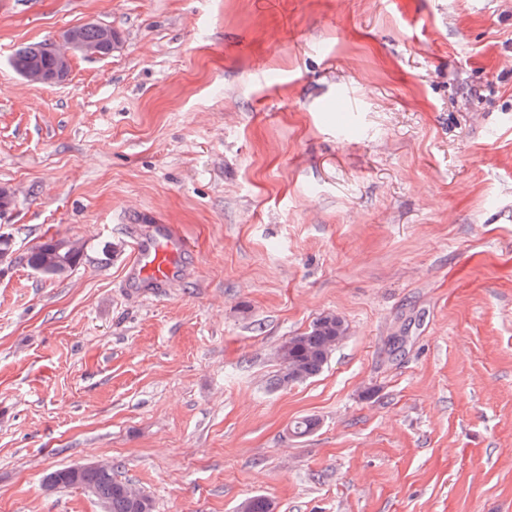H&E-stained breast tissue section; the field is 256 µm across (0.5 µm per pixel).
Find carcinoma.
I'll return each instance as SVG.
<instances>
[{"label": "carcinoma", "mask_w": 512, "mask_h": 512, "mask_svg": "<svg viewBox=\"0 0 512 512\" xmlns=\"http://www.w3.org/2000/svg\"><path fill=\"white\" fill-rule=\"evenodd\" d=\"M82 38L90 43L107 41V51H112V44L118 40L112 28L100 24H85L78 27ZM47 43H34L23 46L15 51L12 57L13 68L21 75L28 70L41 68L51 71L55 67V59L47 54ZM15 253L12 235L0 232V262L9 263ZM84 254V243L79 239L59 238L43 242L25 254L19 260L33 271L47 277L60 276L75 267ZM346 326L342 317L327 313L309 325V328L288 338L279 350L284 352L286 366L277 369L270 380L274 388L285 387L289 383H298L313 379L320 375L328 364L325 347L330 337L336 335L337 328ZM83 483L103 506L105 512H137L133 503L126 496L125 483L112 476V472L88 471Z\"/></svg>", "instance_id": "obj_1"}]
</instances>
